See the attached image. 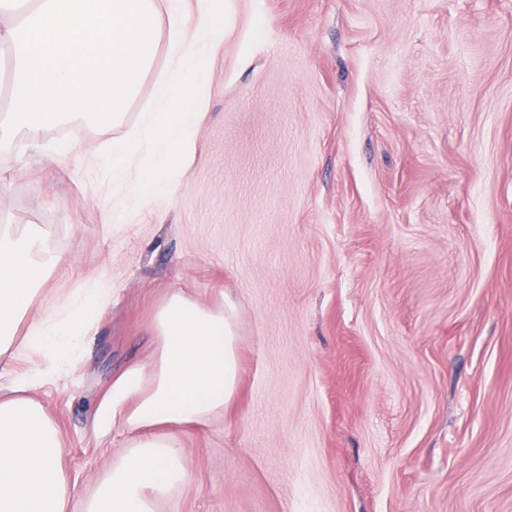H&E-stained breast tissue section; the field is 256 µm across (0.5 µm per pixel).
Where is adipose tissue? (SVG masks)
<instances>
[{
    "mask_svg": "<svg viewBox=\"0 0 512 512\" xmlns=\"http://www.w3.org/2000/svg\"><path fill=\"white\" fill-rule=\"evenodd\" d=\"M54 263L35 235L0 232V357L19 342L46 362L0 387V512H69L73 497L61 432L32 391L46 369L72 364L112 290L96 280L48 314L28 317L29 298ZM151 332L148 360L115 374L95 401V431L119 432L126 444L82 512H156V501L189 478L178 428L208 424L237 391L232 303L208 309L172 293Z\"/></svg>",
    "mask_w": 512,
    "mask_h": 512,
    "instance_id": "1",
    "label": "adipose tissue"
}]
</instances>
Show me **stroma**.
I'll return each mask as SVG.
<instances>
[{
  "label": "stroma",
  "mask_w": 512,
  "mask_h": 512,
  "mask_svg": "<svg viewBox=\"0 0 512 512\" xmlns=\"http://www.w3.org/2000/svg\"><path fill=\"white\" fill-rule=\"evenodd\" d=\"M197 154L111 228L103 146L0 153V225L59 262L42 314L112 289L36 393L83 496L123 446L93 403L175 291L235 308L238 389L181 429L159 512H512V0H227Z\"/></svg>",
  "instance_id": "1"
}]
</instances>
